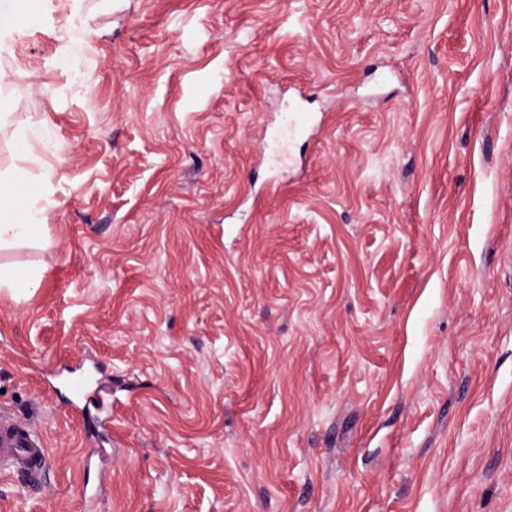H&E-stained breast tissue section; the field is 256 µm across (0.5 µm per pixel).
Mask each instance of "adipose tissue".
<instances>
[{"label": "adipose tissue", "mask_w": 512, "mask_h": 512, "mask_svg": "<svg viewBox=\"0 0 512 512\" xmlns=\"http://www.w3.org/2000/svg\"><path fill=\"white\" fill-rule=\"evenodd\" d=\"M38 197L43 200V211L53 208V200L43 197L39 184L17 175L0 178V251L39 244V227L29 207Z\"/></svg>", "instance_id": "ef3b65f1"}]
</instances>
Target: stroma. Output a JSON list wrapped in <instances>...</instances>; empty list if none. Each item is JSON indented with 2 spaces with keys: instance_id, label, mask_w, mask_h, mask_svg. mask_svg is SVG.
Wrapping results in <instances>:
<instances>
[{
  "instance_id": "stroma-1",
  "label": "stroma",
  "mask_w": 512,
  "mask_h": 512,
  "mask_svg": "<svg viewBox=\"0 0 512 512\" xmlns=\"http://www.w3.org/2000/svg\"><path fill=\"white\" fill-rule=\"evenodd\" d=\"M0 67V512H512V0H0ZM42 195L41 186L20 176H0V252L40 243L38 223L29 203ZM38 281L39 274L33 268L0 263V291L14 292L18 288L35 287ZM45 465V452L38 433L5 415L0 416V471L27 470L37 476Z\"/></svg>"
}]
</instances>
